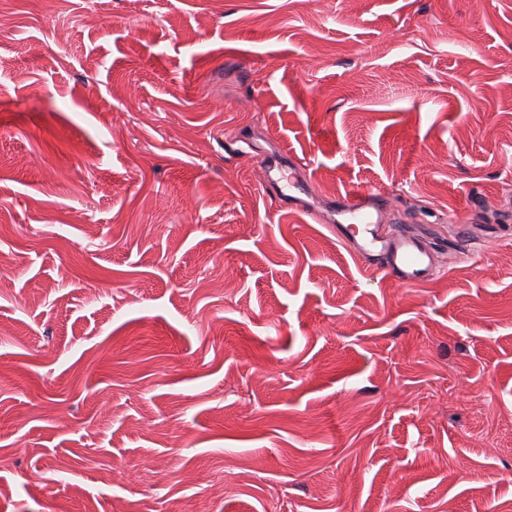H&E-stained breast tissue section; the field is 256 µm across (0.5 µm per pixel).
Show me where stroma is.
<instances>
[{
	"label": "stroma",
	"mask_w": 512,
	"mask_h": 512,
	"mask_svg": "<svg viewBox=\"0 0 512 512\" xmlns=\"http://www.w3.org/2000/svg\"><path fill=\"white\" fill-rule=\"evenodd\" d=\"M511 200L512 0H0V512H512ZM384 196L353 188L336 197V237L355 256L378 259L377 270L405 285L427 281L436 270V249L405 230H387L383 224Z\"/></svg>",
	"instance_id": "1"
}]
</instances>
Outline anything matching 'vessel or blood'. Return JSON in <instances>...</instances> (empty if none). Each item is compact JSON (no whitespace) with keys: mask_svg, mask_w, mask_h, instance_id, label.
<instances>
[{"mask_svg":"<svg viewBox=\"0 0 512 512\" xmlns=\"http://www.w3.org/2000/svg\"><path fill=\"white\" fill-rule=\"evenodd\" d=\"M337 238L355 256L379 260L380 268L406 285L427 281L436 270V250L404 230H388L378 195L353 188L336 198Z\"/></svg>","mask_w":512,"mask_h":512,"instance_id":"obj_1","label":"vessel or blood"}]
</instances>
